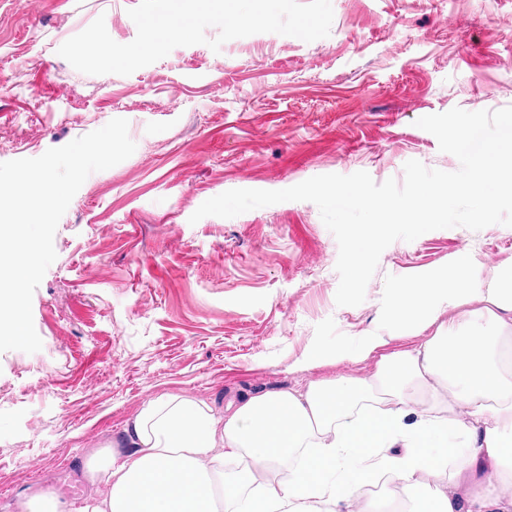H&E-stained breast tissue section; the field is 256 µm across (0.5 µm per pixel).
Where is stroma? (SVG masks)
<instances>
[{"mask_svg":"<svg viewBox=\"0 0 512 512\" xmlns=\"http://www.w3.org/2000/svg\"><path fill=\"white\" fill-rule=\"evenodd\" d=\"M328 37L276 33L197 44L127 76L88 75L59 47L104 17L137 34L134 0H0V162L126 119L135 152L92 173L54 236L32 300L40 351L0 353V512L20 498L77 502L87 449L120 437L149 399L215 408L243 392L365 377L337 359L383 325L421 274L469 287L452 260L512 265V227L427 232L384 250L364 302H335L339 248L307 201L189 218L231 189L281 190L369 173L403 182L417 160L452 172L418 119L512 105V0H331Z\"/></svg>","mask_w":512,"mask_h":512,"instance_id":"stroma-1","label":"stroma"}]
</instances>
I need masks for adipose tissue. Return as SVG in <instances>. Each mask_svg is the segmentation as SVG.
Returning <instances> with one entry per match:
<instances>
[{"label": "adipose tissue", "instance_id": "adipose-tissue-1", "mask_svg": "<svg viewBox=\"0 0 512 512\" xmlns=\"http://www.w3.org/2000/svg\"><path fill=\"white\" fill-rule=\"evenodd\" d=\"M473 298L474 320L437 326L448 307ZM429 326L435 332L419 346L378 355L387 337ZM352 354L375 358L371 377L244 393L220 414L192 396L159 395L115 444L87 453L94 490L84 500L32 498L19 501L18 512H213L219 498L224 512H372L364 475H387L407 501L422 475L451 457L478 489L464 496L449 481L427 512H512V266L475 277L469 288L418 276ZM444 389L453 396L445 408L436 402ZM304 446L329 475L298 469L288 481L259 484L246 472L224 482L225 457L273 466Z\"/></svg>", "mask_w": 512, "mask_h": 512}]
</instances>
